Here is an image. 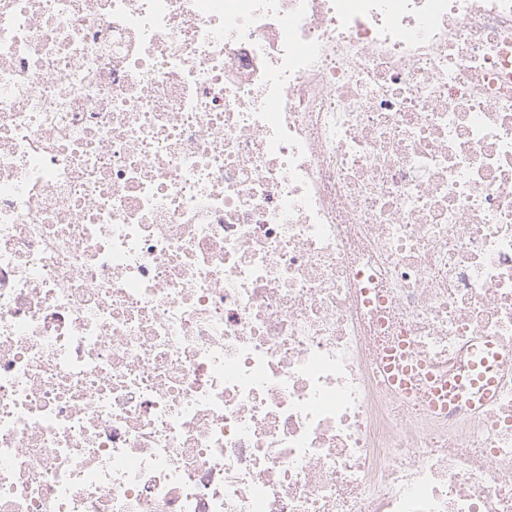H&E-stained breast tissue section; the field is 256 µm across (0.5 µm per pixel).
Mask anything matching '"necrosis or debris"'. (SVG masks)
I'll return each instance as SVG.
<instances>
[{"mask_svg":"<svg viewBox=\"0 0 512 512\" xmlns=\"http://www.w3.org/2000/svg\"><path fill=\"white\" fill-rule=\"evenodd\" d=\"M0 512H512V0H0ZM475 351H477V358L473 367L475 373L467 374L465 378L458 380L454 385L452 390L456 394L450 398L452 404L457 398L469 393L474 388H478L479 403L487 402L494 395L498 373L497 355L489 343L482 344Z\"/></svg>","mask_w":512,"mask_h":512,"instance_id":"necrosis-or-debris-1","label":"necrosis or debris"}]
</instances>
